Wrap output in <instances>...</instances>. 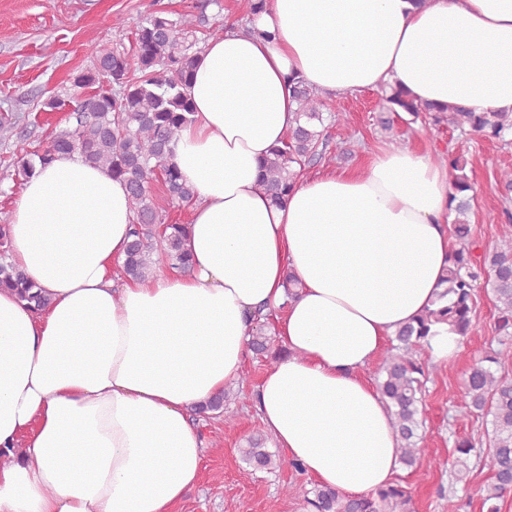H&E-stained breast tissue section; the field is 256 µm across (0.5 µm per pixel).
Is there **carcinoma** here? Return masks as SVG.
I'll use <instances>...</instances> for the list:
<instances>
[{"label":"carcinoma","instance_id":"1","mask_svg":"<svg viewBox=\"0 0 512 512\" xmlns=\"http://www.w3.org/2000/svg\"><path fill=\"white\" fill-rule=\"evenodd\" d=\"M111 27L116 46L93 47V68L73 80V85L87 90V94L75 101L66 118L67 126L52 131L39 148L26 152L17 161L18 175L26 180L37 167L44 168L71 155L106 169L125 183L133 213L123 264L125 275L141 279L161 264L185 270L190 266L183 248L186 226L165 223L152 187L160 183L170 199L181 203L194 200L193 188L171 161L172 144L194 113L186 88L193 61L202 47L192 33L198 28L211 39L222 34L224 25L208 24L202 11L178 20L159 12L138 26L128 49L123 47L122 23L117 21ZM295 94L299 103L296 125L263 165L261 183L277 199L288 192L299 175L295 168L303 167L327 146L326 134L314 128L317 123L323 124L324 102L303 83L295 86ZM385 100L392 112H404L414 119L422 117L434 126L448 124L486 140L504 142L512 134L511 113L466 112L457 107L437 112L396 88ZM467 166L464 155L452 156L451 198L456 213L452 233L456 248L442 279L446 287L439 293V298L446 297L448 302L396 332L394 343L385 352L378 386L395 418L401 462L412 467L420 452L419 431L425 425L422 391L426 365L418 352L429 344L437 324L448 325L450 332L462 338L468 336L475 320L477 282L484 280L499 313L498 348L473 360L460 398L469 414L490 418L492 430L487 433L488 448L482 451L469 438L456 441L449 473L456 484L467 481L470 456L479 455L490 473L482 507L486 512H500L498 500L512 492V377L502 372V366L512 360V234L505 233L482 262L474 261L468 220L473 183L466 173ZM7 230L8 225L0 223V288L14 291L28 308L41 311L49 298L9 262ZM240 454L246 464L245 478L278 467L275 455L258 437L248 440ZM311 493L306 503L312 512H410V496L396 484L374 496L357 499L319 485Z\"/></svg>","mask_w":512,"mask_h":512}]
</instances>
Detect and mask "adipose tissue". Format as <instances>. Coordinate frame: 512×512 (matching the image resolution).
<instances>
[{
  "label": "adipose tissue",
  "mask_w": 512,
  "mask_h": 512,
  "mask_svg": "<svg viewBox=\"0 0 512 512\" xmlns=\"http://www.w3.org/2000/svg\"><path fill=\"white\" fill-rule=\"evenodd\" d=\"M248 20L196 57L172 147L196 193L188 269L115 282L128 193L79 156L25 182L10 257L51 303L0 290V512H174L205 454L191 413L240 377L258 315L287 349L254 398L277 448L347 496L394 484L400 438L366 370L442 289L448 165L388 147L280 202L259 167L299 82L512 113V0H265Z\"/></svg>",
  "instance_id": "adipose-tissue-1"
}]
</instances>
